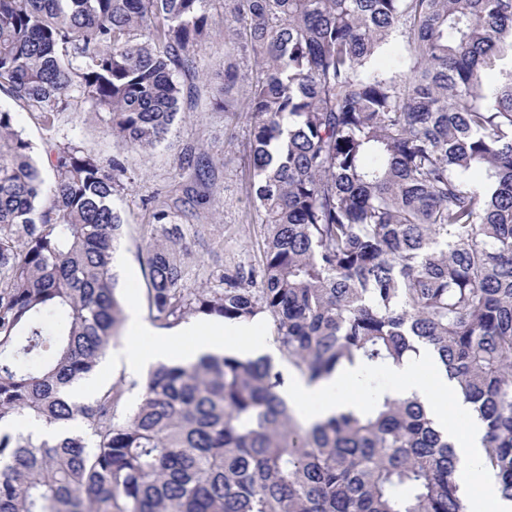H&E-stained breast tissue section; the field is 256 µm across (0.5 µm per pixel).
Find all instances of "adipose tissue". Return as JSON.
<instances>
[{
  "instance_id": "1",
  "label": "adipose tissue",
  "mask_w": 512,
  "mask_h": 512,
  "mask_svg": "<svg viewBox=\"0 0 512 512\" xmlns=\"http://www.w3.org/2000/svg\"><path fill=\"white\" fill-rule=\"evenodd\" d=\"M153 329L137 311H130L126 327L124 355L127 363H190L206 354H235L257 357L267 345L263 340L261 321L227 324L223 320L205 317L182 324L174 338H155L150 348H142L141 339L152 336Z\"/></svg>"
}]
</instances>
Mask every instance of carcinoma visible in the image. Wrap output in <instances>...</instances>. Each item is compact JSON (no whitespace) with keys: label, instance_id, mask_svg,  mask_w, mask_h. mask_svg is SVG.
I'll list each match as a JSON object with an SVG mask.
<instances>
[{"label":"carcinoma","instance_id":"1","mask_svg":"<svg viewBox=\"0 0 512 512\" xmlns=\"http://www.w3.org/2000/svg\"><path fill=\"white\" fill-rule=\"evenodd\" d=\"M205 0H0V89L56 128L79 99L127 151L160 145L209 36ZM225 109L250 123L258 265L188 288L177 212L143 239L149 318H262L279 361L160 363L88 403L120 337L112 267L133 184L67 135L49 168L0 109V512H464L448 436L388 393L311 425L308 383L432 350L485 426L483 465L512 500V0H222ZM386 54L391 65L376 58ZM180 165L206 184L196 148ZM136 407L120 415L128 391ZM21 412L87 435H14Z\"/></svg>","mask_w":512,"mask_h":512}]
</instances>
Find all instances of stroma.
<instances>
[{
    "instance_id": "obj_1",
    "label": "stroma",
    "mask_w": 512,
    "mask_h": 512,
    "mask_svg": "<svg viewBox=\"0 0 512 512\" xmlns=\"http://www.w3.org/2000/svg\"><path fill=\"white\" fill-rule=\"evenodd\" d=\"M206 11L213 33L201 54L204 76L195 80L192 98L182 101L180 116L162 146L120 152L101 116L80 103L63 115L57 128L58 134L79 137L102 160L121 154L128 170L138 176L118 201L126 227L114 263L121 275L120 294L125 305L136 307L143 314L148 308L142 239L150 232L153 210L168 204V186L192 181L190 173L180 168L179 158L186 146L198 147L213 164L212 176L204 188L209 204L196 214L178 217L179 223L196 227L184 240L188 250L183 259L188 287L206 282L209 273L254 263L259 255V218L250 203L249 123L244 114L225 111L212 97L214 88L222 83L228 37L218 0H208ZM124 347L121 341L109 347L88 382L91 392L144 375V368L132 369L120 360Z\"/></svg>"
}]
</instances>
